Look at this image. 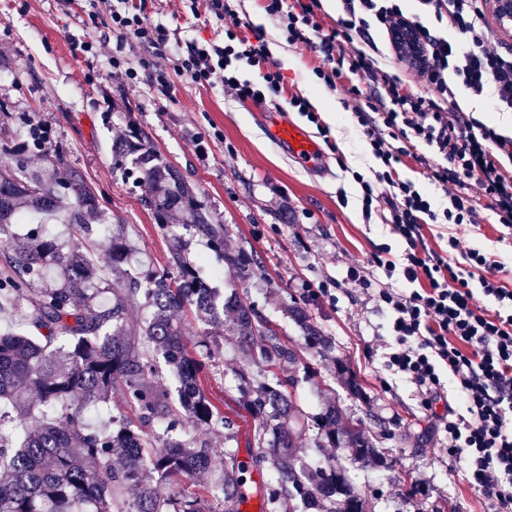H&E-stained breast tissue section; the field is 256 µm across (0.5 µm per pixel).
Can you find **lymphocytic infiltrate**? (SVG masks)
<instances>
[{
  "label": "lymphocytic infiltrate",
  "instance_id": "f902f5d3",
  "mask_svg": "<svg viewBox=\"0 0 512 512\" xmlns=\"http://www.w3.org/2000/svg\"><path fill=\"white\" fill-rule=\"evenodd\" d=\"M487 2L419 0L447 20L445 37L404 15L398 0H344L343 14L327 34L315 19L317 0H298L289 12L282 0H267L266 10L286 14L289 43L318 46L324 63L315 73L326 85L351 80L349 92L356 96L360 90L354 80L366 74L385 89L389 103L380 120L358 116L382 164L374 180L360 182L362 207L368 211L380 202L379 184L393 188L391 230L404 249L400 260L379 255L375 261L386 277L402 273L414 289L407 294L387 285L379 290L390 313L383 364L415 385L421 408L432 413L435 433L447 434L448 457L462 463L471 489L493 502L496 512H512V289L498 277L500 263L479 250L455 262L422 247L425 225L441 218L449 224L470 219L472 185L490 200L500 224H512V175L501 163L512 158V138L488 126L476 127L465 112L405 90L400 79L375 68L353 46L357 39L372 43L376 29L389 36L410 29L422 50L413 69L425 85L445 95L453 77L472 95L489 96L496 111L512 112V53L500 51L489 37ZM208 9L224 22L222 43L192 45L173 58L169 69L143 61L141 68H125V79L135 80L144 68L159 82L167 81L172 71L202 85L221 78L227 93L241 101L260 103L267 94L279 93L283 79L264 38L242 35L239 18L224 0H208ZM240 62L262 67V84L240 79ZM398 137L415 138L444 157V166L431 173L450 199L443 213H436L428 194L401 180L406 152L394 146ZM490 301L495 311H488Z\"/></svg>",
  "mask_w": 512,
  "mask_h": 512
}]
</instances>
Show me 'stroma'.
Here are the masks:
<instances>
[{
  "label": "stroma",
  "instance_id": "stroma-1",
  "mask_svg": "<svg viewBox=\"0 0 512 512\" xmlns=\"http://www.w3.org/2000/svg\"><path fill=\"white\" fill-rule=\"evenodd\" d=\"M246 35L262 34L281 47L273 61L283 76V90L265 103L239 101L224 92L221 79L200 86L189 77L170 74L165 85L141 73L134 82L113 76L105 57L81 53L78 36L110 31L105 5L90 9L86 0H0V145L17 147L32 125L51 130L48 148L63 167L78 169L95 190L100 206L125 224L141 248L145 264H165L168 242L149 211L141 208L140 187L112 170L110 145L127 123L140 128L162 156L177 167L197 197L224 224V249L257 255L256 276L236 279L223 261L205 253L203 273L215 277L222 293L238 290L253 302L296 353L286 373L294 383L285 394L312 420L336 397L346 414L362 420L367 435L391 466L370 470L352 465L370 512H494L476 496L458 463L449 461L445 437L425 444L428 421L413 384L383 367L378 339L389 334V312L374 292L350 281L349 266L374 280L384 273L374 261L376 248L387 246L399 257L403 246L392 234L386 203L362 211L355 174L373 179L380 163L357 122L356 109L379 103L382 89L370 77L358 81L360 95L345 85L327 86L314 73L321 54L289 44L286 16H273L264 0H228ZM126 8L162 27L167 49L224 40V24L209 14L205 0L197 12L179 0H126ZM320 93L339 110L332 123L316 125L290 110L288 99ZM320 144L319 166L308 167L289 156L269 137L265 120L276 109ZM397 146L410 157L399 169L401 179L428 191L436 210L449 207L441 188L428 177L442 160L416 140L400 138ZM426 164H419L418 156ZM428 250L444 252L449 238L461 250L475 248L504 263L499 277L512 289V228L499 224L489 200L475 205L467 224L425 225ZM305 307L332 342L324 352L306 345L288 315ZM190 351L207 346L211 357L206 390L232 408L240 394V374L258 378L263 368L246 358L231 334L209 336L204 326L187 325ZM355 374L362 396L349 395L347 374Z\"/></svg>",
  "mask_w": 512,
  "mask_h": 512
}]
</instances>
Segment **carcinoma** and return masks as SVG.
<instances>
[{
	"label": "carcinoma",
	"mask_w": 512,
	"mask_h": 512,
	"mask_svg": "<svg viewBox=\"0 0 512 512\" xmlns=\"http://www.w3.org/2000/svg\"><path fill=\"white\" fill-rule=\"evenodd\" d=\"M44 168L23 156L0 161V311H11L23 330L0 333V512H202L197 496L162 497L149 481L193 478L224 467L210 489L211 512H238L244 478L235 451L217 461L207 435L233 420L204 390V356L188 351L182 317L194 315L211 334L230 332L255 362L273 369L255 389H241L254 421L247 437L270 465L274 484L264 488L269 512L283 501L325 512H368L366 497L344 468L327 458L309 469L295 462L305 424L290 427L294 406L283 388L284 366L296 360L277 332L262 325L254 305L224 300L202 275L181 227L207 241L227 268L247 278L260 261L245 252H224V225L132 126L112 140V161L125 180L145 187L143 209L170 238L163 269L130 265L126 228L102 211L83 175L45 151ZM67 224L78 239L64 245L42 225ZM106 240L109 273L93 248ZM142 319L130 321V313ZM308 345L331 341L300 306L288 309ZM166 367L174 387L149 378ZM120 391L130 412L112 415L104 428L86 417L87 407L106 404ZM315 448L355 449L365 467H379L365 431L331 405L318 417ZM195 433H190V430Z\"/></svg>",
	"instance_id": "carcinoma-1"
}]
</instances>
